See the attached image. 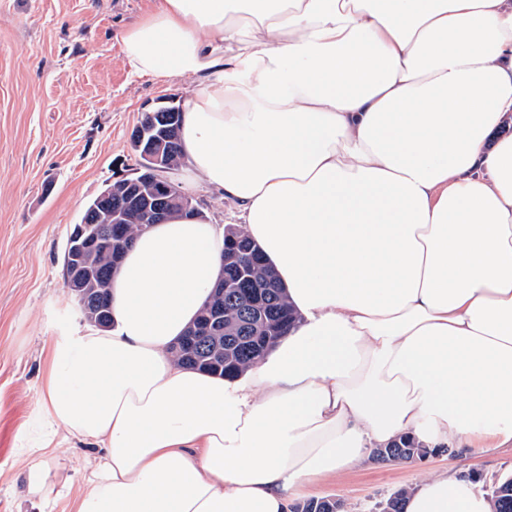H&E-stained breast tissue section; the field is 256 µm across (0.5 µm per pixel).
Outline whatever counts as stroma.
<instances>
[{
    "mask_svg": "<svg viewBox=\"0 0 512 512\" xmlns=\"http://www.w3.org/2000/svg\"><path fill=\"white\" fill-rule=\"evenodd\" d=\"M160 0H0V512H75L89 449L44 452L42 401L47 343L86 319L69 294L63 256L85 205L132 176L130 136L162 98H187L194 78L137 77L122 54L129 23ZM66 468L68 489L42 503L24 494L32 461ZM495 479L512 475V446L462 460ZM441 455L381 463L365 458L345 472L305 484L299 501L337 498L347 512H372L426 472L447 469Z\"/></svg>",
    "mask_w": 512,
    "mask_h": 512,
    "instance_id": "obj_1",
    "label": "stroma"
}]
</instances>
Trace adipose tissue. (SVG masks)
<instances>
[{"instance_id":"ef3b65f1","label":"adipose tissue","mask_w":512,"mask_h":512,"mask_svg":"<svg viewBox=\"0 0 512 512\" xmlns=\"http://www.w3.org/2000/svg\"><path fill=\"white\" fill-rule=\"evenodd\" d=\"M122 50L196 77L185 178L236 208L297 319L238 377L179 364L224 231L141 232L111 328L51 346L40 419L93 451L76 512H291L402 435L512 443V0H161ZM405 512L492 510L441 474Z\"/></svg>"}]
</instances>
